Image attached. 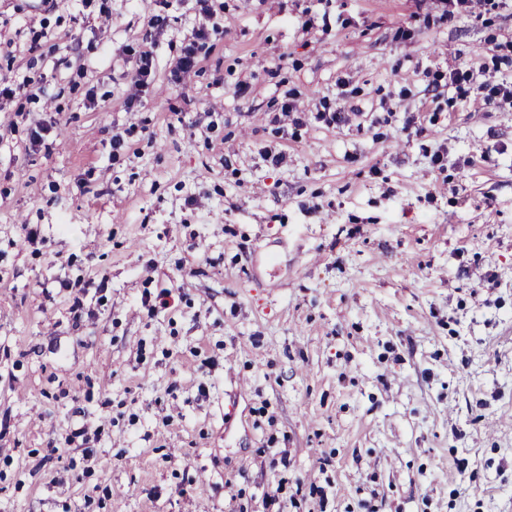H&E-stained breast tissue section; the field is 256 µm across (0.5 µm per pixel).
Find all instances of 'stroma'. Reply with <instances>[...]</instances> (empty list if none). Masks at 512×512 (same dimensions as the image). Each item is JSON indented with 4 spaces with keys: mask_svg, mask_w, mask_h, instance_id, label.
<instances>
[{
    "mask_svg": "<svg viewBox=\"0 0 512 512\" xmlns=\"http://www.w3.org/2000/svg\"><path fill=\"white\" fill-rule=\"evenodd\" d=\"M0 79V512H512V0H0ZM151 57V51H140L136 66H133L131 70V84L136 92L141 91V88L148 85L152 80Z\"/></svg>",
    "mask_w": 512,
    "mask_h": 512,
    "instance_id": "obj_1",
    "label": "stroma"
}]
</instances>
